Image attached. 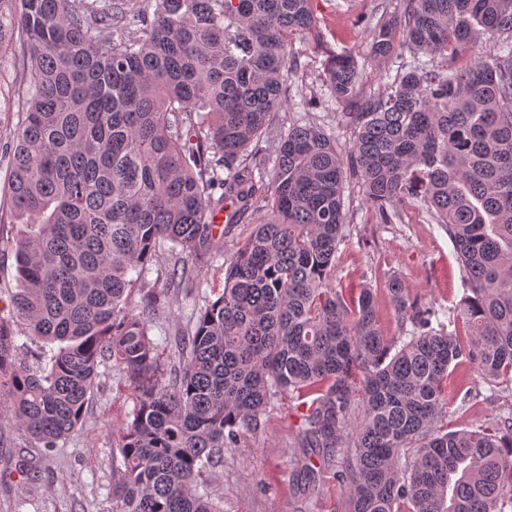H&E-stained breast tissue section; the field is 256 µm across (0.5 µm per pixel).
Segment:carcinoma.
<instances>
[{
  "label": "carcinoma",
  "mask_w": 512,
  "mask_h": 512,
  "mask_svg": "<svg viewBox=\"0 0 512 512\" xmlns=\"http://www.w3.org/2000/svg\"><path fill=\"white\" fill-rule=\"evenodd\" d=\"M157 2L130 16L120 0H0V54L16 21L29 56L8 183L29 231L6 242L20 288L0 320V401L17 429L57 447L110 360L136 400L112 448L111 512H221L200 476L289 392L306 398L303 456H343L347 512H512V423L437 427L463 361L512 381V0H407L371 31L370 57L397 65L379 94H359L353 55L330 53L343 150L310 123L270 134L290 41L319 36L313 0ZM483 35L482 54L448 64ZM266 137L268 175L244 159ZM349 177L387 222L419 198L448 225L469 347L398 279L391 300L413 330L392 343L371 289L350 302L331 287ZM255 209L221 294L163 362L150 317L194 279L188 259ZM167 242L178 260L148 287ZM22 336L57 345L45 366L20 357Z\"/></svg>",
  "instance_id": "1"
}]
</instances>
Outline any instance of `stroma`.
<instances>
[{"label": "stroma", "mask_w": 512, "mask_h": 512, "mask_svg": "<svg viewBox=\"0 0 512 512\" xmlns=\"http://www.w3.org/2000/svg\"><path fill=\"white\" fill-rule=\"evenodd\" d=\"M405 7L406 0H314L320 35L293 40L290 55L296 64L287 82L291 104L272 113L273 129L313 122L339 147H348L351 131L326 83L325 51L352 53L358 61L360 91H383L388 66L370 58V30L380 20L402 15ZM22 60L18 45L0 58V234L5 240L25 229L8 200L5 153L17 123ZM343 201L333 286L345 288L351 296L359 289H372L381 332L397 340L411 330L388 292L390 280L400 279L411 301L439 310L447 331L468 345L470 327L461 313L468 290L447 226L437 223L417 200L400 207L392 223H383L355 179L347 180ZM256 221L252 215L235 225L219 256L201 265L196 281L171 290L168 307L149 325L151 339L175 337L194 322L205 301L216 298L224 286L228 259ZM445 395L447 405L439 423L449 429L472 430L512 418V389L482 379L470 364L459 365L449 375ZM134 406L121 373L111 362L102 363L81 427L47 451L33 447L15 428L8 406L0 405V512H111L112 448ZM301 409L294 394L278 395L261 417L260 433L226 452L222 466L203 473L202 484L223 512H344L346 492L333 468L313 459V466L321 470L313 495L305 491L304 478L295 470L296 459L303 455L297 445ZM18 454L29 459L31 471L10 467V459Z\"/></svg>", "instance_id": "1"}]
</instances>
